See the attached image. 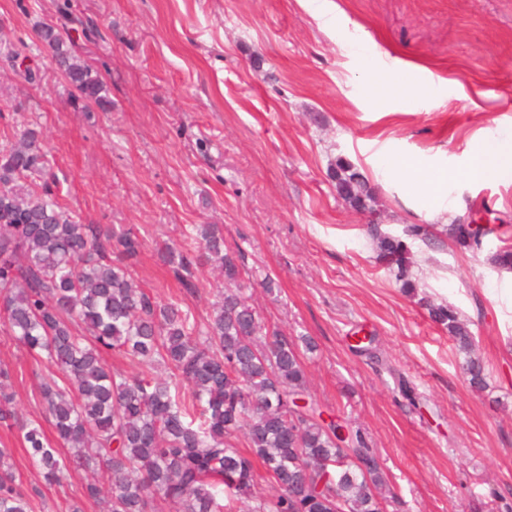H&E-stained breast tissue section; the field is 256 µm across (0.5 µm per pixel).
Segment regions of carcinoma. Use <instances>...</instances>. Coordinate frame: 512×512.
Here are the masks:
<instances>
[{
	"mask_svg": "<svg viewBox=\"0 0 512 512\" xmlns=\"http://www.w3.org/2000/svg\"><path fill=\"white\" fill-rule=\"evenodd\" d=\"M77 101L108 102L93 69L74 61L50 24L39 29ZM55 176L39 134L27 129L0 148V321L10 338L47 370L39 404L52 424L50 441L40 425L12 408L9 372L0 368V423L18 430L29 456L49 482L71 470L93 474L84 496L107 494L110 512H159L163 501L177 512H240L262 474L276 493L250 512H384V477L359 429L348 447L337 441L341 425L322 418L308 393L304 357L316 351L309 337L279 338L248 302L240 283L242 255L224 250L215 224H200L190 238L161 249L183 288H198L196 271L211 262L224 274L204 328L174 300L158 301L138 286L125 261L140 241L100 224H84L55 200ZM336 190L352 207L366 209L371 194L350 164L336 169ZM475 212L459 216L445 234L472 250L483 235L472 229ZM433 239L430 227L410 224L403 236L373 234L379 255L402 288L417 293L408 241ZM494 265L512 270V246H501ZM421 301L465 355L471 387H486L482 362L471 356L475 335L450 305ZM115 350L132 366L164 368L169 376L112 372L104 353ZM244 437L249 451L238 449ZM353 454L365 464L331 469ZM11 453L0 448V512H32L30 495L16 484Z\"/></svg>",
	"mask_w": 512,
	"mask_h": 512,
	"instance_id": "cac0c4a2",
	"label": "carcinoma"
}]
</instances>
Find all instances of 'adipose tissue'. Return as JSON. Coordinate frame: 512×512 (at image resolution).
I'll use <instances>...</instances> for the list:
<instances>
[{
	"label": "adipose tissue",
	"mask_w": 512,
	"mask_h": 512,
	"mask_svg": "<svg viewBox=\"0 0 512 512\" xmlns=\"http://www.w3.org/2000/svg\"><path fill=\"white\" fill-rule=\"evenodd\" d=\"M376 164L413 190L423 200L431 219L448 223L455 213L448 198L449 179L459 176L471 182L512 181V133L480 140L458 170L441 161L403 159L391 152L379 155Z\"/></svg>",
	"instance_id": "ef3b65f1"
}]
</instances>
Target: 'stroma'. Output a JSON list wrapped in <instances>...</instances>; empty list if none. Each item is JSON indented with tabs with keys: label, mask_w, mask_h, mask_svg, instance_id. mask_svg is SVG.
Segmentation results:
<instances>
[{
	"label": "stroma",
	"mask_w": 512,
	"mask_h": 512,
	"mask_svg": "<svg viewBox=\"0 0 512 512\" xmlns=\"http://www.w3.org/2000/svg\"><path fill=\"white\" fill-rule=\"evenodd\" d=\"M340 31L319 29L310 0H0V146L28 127L60 180V203L86 224L130 228L142 246L130 272L157 300L205 324L220 287L210 266L186 291L158 248L216 224L241 253L262 321L317 345L309 392L367 435L386 480V512H512V271L491 262L496 237L471 250L374 165L377 154L434 156L460 168L471 145L512 130V0H331ZM47 22L109 89L81 107L40 42ZM45 72L27 82V67ZM416 86L414 99L371 93L375 77ZM365 177L358 211L336 191L338 162ZM458 213L512 225V182L448 187ZM431 224L415 241L417 297L379 260L369 234ZM272 280V290L262 283ZM470 322L487 386L468 385L460 354L420 298ZM370 336V349L354 350ZM0 367L20 416L43 421L39 365L0 332ZM18 483L33 512H108L84 495L87 475L46 484L16 434Z\"/></svg>",
	"instance_id": "obj_1"
}]
</instances>
